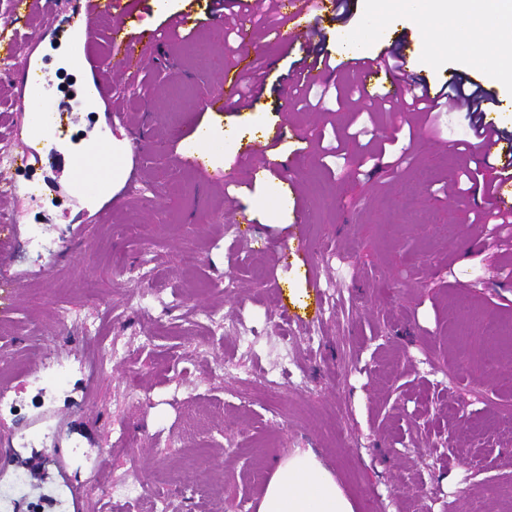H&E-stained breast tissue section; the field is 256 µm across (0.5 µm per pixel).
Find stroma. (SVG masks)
Listing matches in <instances>:
<instances>
[{"mask_svg":"<svg viewBox=\"0 0 512 512\" xmlns=\"http://www.w3.org/2000/svg\"><path fill=\"white\" fill-rule=\"evenodd\" d=\"M156 51L136 80L114 73L96 112L82 114L66 140L42 148L77 150L91 139L122 144V176L111 195L86 198L65 166L7 167L13 198H0V434L14 439L0 489L41 462L49 492L61 478L82 491L79 512H256L275 465L315 452L355 512H512V481L476 485L483 441L512 473V419L486 403H512V360L489 364V323L512 324V249L476 217L492 209L478 180L462 178L470 154L449 150L464 137V113L429 123L375 111L343 64V30L358 14L317 13L338 67L325 80L322 109L281 99L280 84L300 52L267 37L290 28L287 10L253 20L250 70L264 87L248 108L207 109L205 85L238 60L237 35L205 24L173 34L160 0H126ZM26 50L49 54L56 83L81 49L74 0H41L28 15L0 0V23ZM385 40L408 62L434 56L435 87L485 81L420 26L391 19ZM15 60L0 52V143L29 144ZM121 121L106 124L107 111ZM245 144L284 127L266 157L238 153L197 169L182 149L201 121ZM398 137L410 157L376 174L377 145ZM291 178L299 207L282 213L267 188ZM251 225L250 239L236 225ZM307 252L293 254L296 233ZM38 235L45 247L26 242ZM140 289L131 303L129 287ZM111 343L112 362L89 368L90 334ZM47 354L30 372L31 359ZM237 363L228 372L225 362ZM402 381L387 422L379 409ZM454 433L467 463L447 464L412 440L413 425ZM426 486L418 488L415 474Z\"/></svg>","mask_w":512,"mask_h":512,"instance_id":"35a3bbf8","label":"stroma"}]
</instances>
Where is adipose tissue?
I'll return each instance as SVG.
<instances>
[{
  "mask_svg": "<svg viewBox=\"0 0 512 512\" xmlns=\"http://www.w3.org/2000/svg\"><path fill=\"white\" fill-rule=\"evenodd\" d=\"M392 15L421 23L431 36L451 30L460 57L478 59L495 82L512 84V56H502L496 49L502 42L512 44V0H422L418 11L410 10L407 0H361L360 22L348 30V41L368 52ZM257 512H355V508L332 473L308 450L278 463Z\"/></svg>",
  "mask_w": 512,
  "mask_h": 512,
  "instance_id": "adipose-tissue-1",
  "label": "adipose tissue"
}]
</instances>
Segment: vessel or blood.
I'll use <instances>...</instances> for the list:
<instances>
[{
	"mask_svg": "<svg viewBox=\"0 0 512 512\" xmlns=\"http://www.w3.org/2000/svg\"><path fill=\"white\" fill-rule=\"evenodd\" d=\"M287 6L293 28L285 34L284 39L289 46L299 47L303 56L300 66L286 75L283 84L287 87L296 83L317 85L334 70V60L321 42L316 41L311 23L312 15L324 9V0H288ZM76 7L82 15L88 42L83 55L91 69L112 70V58L117 55L121 58L124 76L136 79L152 55L157 40L155 33L129 29L131 13L123 0H76ZM104 16L111 17L110 28L99 27L98 21ZM100 42L111 44V55L103 56L93 52V45ZM396 50V45L388 44L376 54L355 51L348 55L346 64L358 74L364 96L369 99L402 100L423 93L433 99L439 98L440 90L432 87L411 65H402L398 70L387 67L386 55ZM7 51L20 59L14 75L17 84L31 92L29 99L22 102L24 110L39 112L40 121L46 129L57 128L64 110L52 99L53 80L45 67L44 58L25 54L23 49L13 45L8 46ZM242 78L239 72L222 74L218 81L219 90L209 101V108L221 112L227 104L239 103ZM494 110V102L486 101L474 115L472 124L487 144L499 148L507 156L512 154V133L500 127L493 116ZM511 182L512 166L502 165L496 172L493 195L497 211L508 216H512V194L506 192L505 187Z\"/></svg>",
	"mask_w": 512,
	"mask_h": 512,
	"instance_id": "vessel-or-blood-1",
	"label": "vessel or blood"
}]
</instances>
